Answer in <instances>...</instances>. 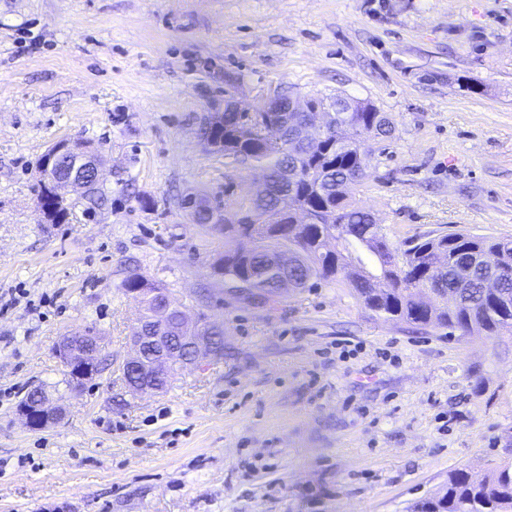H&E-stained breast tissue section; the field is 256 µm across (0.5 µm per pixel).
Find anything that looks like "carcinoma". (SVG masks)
<instances>
[{"label":"carcinoma","instance_id":"1","mask_svg":"<svg viewBox=\"0 0 512 512\" xmlns=\"http://www.w3.org/2000/svg\"><path fill=\"white\" fill-rule=\"evenodd\" d=\"M330 137L320 143L296 140L297 112H225L224 148L234 161L267 171L261 188L248 191L237 219L198 221L224 235V253L214 264L231 295L263 306L279 302L282 266L289 254L288 281L297 290L322 282L354 290L365 308L380 317L420 327L447 328L468 336L512 335V241L462 230L394 242L373 216L352 205L347 188L364 177L371 160L367 142L390 137L394 126L368 101L345 99ZM247 126L252 139L233 137ZM365 224L378 231L366 233ZM253 240L246 251L241 239ZM475 261L468 279L453 275L457 258ZM452 291L456 300L422 307L426 286ZM215 336V356H224V321L202 317ZM410 512H512V460L480 479L466 469L448 474V488L415 502Z\"/></svg>","mask_w":512,"mask_h":512}]
</instances>
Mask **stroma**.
<instances>
[{"instance_id": "1", "label": "stroma", "mask_w": 512, "mask_h": 512, "mask_svg": "<svg viewBox=\"0 0 512 512\" xmlns=\"http://www.w3.org/2000/svg\"><path fill=\"white\" fill-rule=\"evenodd\" d=\"M273 89L393 121L349 193L394 241L512 240V0H0V512H407L512 459V339L379 318L336 283L220 292L224 237L180 201L231 209L261 174L200 118ZM64 139L102 155L103 199L49 224L37 163ZM133 269L222 319L223 357L129 391ZM88 329L100 370L74 393L55 348ZM34 389L61 422L25 426Z\"/></svg>"}]
</instances>
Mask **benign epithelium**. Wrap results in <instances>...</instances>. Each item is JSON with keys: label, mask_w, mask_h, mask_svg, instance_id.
<instances>
[{"label": "benign epithelium", "mask_w": 512, "mask_h": 512, "mask_svg": "<svg viewBox=\"0 0 512 512\" xmlns=\"http://www.w3.org/2000/svg\"><path fill=\"white\" fill-rule=\"evenodd\" d=\"M335 111L334 106L315 109L316 116L305 134L317 138L325 133L331 128ZM102 169L99 155L82 143L60 141L52 145L40 159L39 172L44 198L55 204L43 208L42 213L53 214L72 192L91 193L101 183ZM154 294L155 305L148 317L138 321L131 336L132 352L122 366L131 374L126 384L135 392L160 390L176 368L194 365L214 355L215 350L212 337L190 322L169 292L156 290ZM102 350L99 337L90 333L68 335L59 341L56 356L68 366L74 389H82L97 374ZM62 415V408L51 404L44 394L19 409L20 418L32 429L55 423Z\"/></svg>", "instance_id": "1"}]
</instances>
